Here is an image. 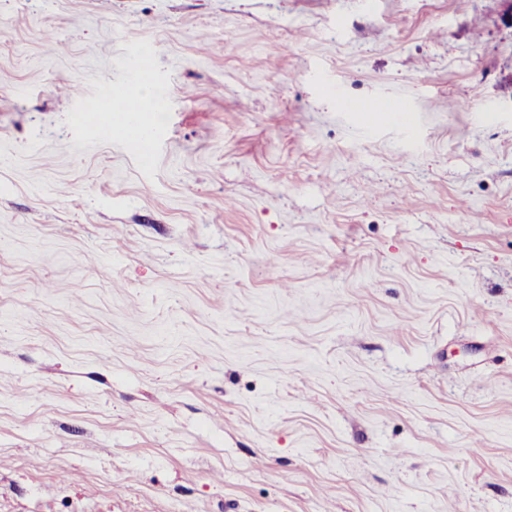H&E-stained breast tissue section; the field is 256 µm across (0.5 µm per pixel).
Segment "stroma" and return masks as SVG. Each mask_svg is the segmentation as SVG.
Masks as SVG:
<instances>
[{
  "label": "stroma",
  "mask_w": 512,
  "mask_h": 512,
  "mask_svg": "<svg viewBox=\"0 0 512 512\" xmlns=\"http://www.w3.org/2000/svg\"><path fill=\"white\" fill-rule=\"evenodd\" d=\"M0 512H512L500 0H0Z\"/></svg>",
  "instance_id": "35a3bbf8"
}]
</instances>
